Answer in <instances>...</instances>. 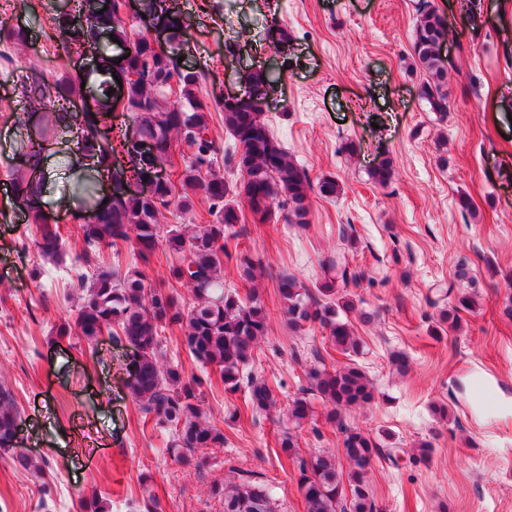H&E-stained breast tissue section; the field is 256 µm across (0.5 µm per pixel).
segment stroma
Wrapping results in <instances>:
<instances>
[{
	"label": "stroma",
	"instance_id": "1",
	"mask_svg": "<svg viewBox=\"0 0 512 512\" xmlns=\"http://www.w3.org/2000/svg\"><path fill=\"white\" fill-rule=\"evenodd\" d=\"M427 1L448 22L443 114L417 95L426 77L412 48L420 0H167L190 19L181 55L206 75L197 96L213 137L232 143L215 99L239 91L249 59L266 62L277 85L263 119L312 185L309 224L252 220L239 240L267 267L258 286L270 330L252 370L276 404L242 423L233 412L243 393L206 392L225 441L189 472L166 454L165 434L142 429L126 388L133 348L104 339L92 358L84 340L53 334L79 301L74 193L94 167L75 163L72 133L45 142L41 168L16 154L21 127L42 123L22 88L88 71L90 56L67 52L54 28L69 0H0V19L22 32L0 47V203L15 185L8 169L42 179L45 212L63 235L61 255L46 258L18 208L0 215V383L19 403L22 446L39 461L22 470L0 457V512H78L95 495L110 512H130L150 492L162 512H222L211 485L245 479L274 487L279 512H306L283 432L300 457L342 452L321 400L302 424L288 418L318 352L329 367L356 363L373 385L374 401L347 410L346 424L400 451L367 474L381 512H512V0H477L472 13L465 0ZM274 26L286 40L270 41ZM385 158L393 174L381 185L372 174ZM326 178L336 197L319 193ZM331 259L363 274L351 291L362 344L353 357L321 327L293 334L276 293L278 275L309 285ZM452 307L458 328L436 333ZM440 404L447 419L432 412ZM424 441L433 452L422 461Z\"/></svg>",
	"mask_w": 512,
	"mask_h": 512
}]
</instances>
